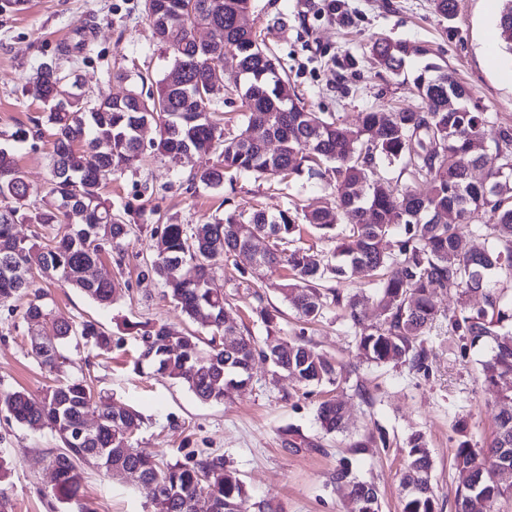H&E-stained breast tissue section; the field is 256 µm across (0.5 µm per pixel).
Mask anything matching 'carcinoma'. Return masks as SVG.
Segmentation results:
<instances>
[{"instance_id": "1", "label": "carcinoma", "mask_w": 512, "mask_h": 512, "mask_svg": "<svg viewBox=\"0 0 512 512\" xmlns=\"http://www.w3.org/2000/svg\"><path fill=\"white\" fill-rule=\"evenodd\" d=\"M252 2L144 0L146 17L168 54L163 77L146 93L133 82L124 95H103L92 105L56 63L42 64L29 79L31 95L49 106L51 178L40 203L30 202L33 192L13 152L0 147V299L28 298L22 319L31 356L55 376V383L38 401L21 390L1 391L0 406L17 423L46 427L60 439L62 448L51 466L52 495L62 504L78 500L85 468L93 466L106 475L135 471L159 484L152 512H241L247 486L224 458L205 456L191 465L156 462L128 439L143 423L138 410L116 405L86 380L64 374L63 346L83 340L108 351L112 335L96 320L56 316L37 286L40 276L78 288L104 307L117 299L120 283L91 279L87 270L104 252L115 254L119 266L125 259L135 225L128 210L115 208L105 188L113 175L136 168L144 149L138 129L148 122L157 132L150 149L174 164L189 151L215 155L211 166L189 176L192 185L222 189L228 173L284 180L306 172L326 180L336 202L303 211L300 224L287 211L257 210L247 218L228 213L203 224L163 225L154 233L148 264L164 295L189 321L210 329V339L204 344L193 331L148 325L139 334L138 363L185 386L202 402H221L229 390L247 384L257 357L307 386L350 380L354 370L307 343L289 342L276 357L269 345L259 347L251 335L226 324L230 301L217 270L253 247L259 236L272 244L254 261L256 279L264 280L266 270L288 269L279 290L295 318L308 323L340 314L354 329L359 357L367 363L403 365L428 375L426 336L440 322L432 291L440 288L458 302L448 311V334L457 337L463 351L492 341L494 355L483 366L482 383L506 388L500 397L506 408L490 442H472L466 438L468 419L455 420L454 429L463 436L453 453L455 512H469L475 498L482 499L485 512H496L499 500L512 493V126L473 103L469 89L435 62L412 75L421 99L415 110L370 108L352 125L308 109L264 38L239 24ZM501 2V49L512 59V0ZM200 28L211 32L212 43L196 41ZM370 51L382 69L396 76L404 73L407 59L429 55L424 46L388 37L374 40ZM209 53L235 63L229 75L212 71ZM227 90L246 108L236 134L224 133L217 109ZM450 95L455 96L453 109L448 108ZM490 130L495 131L493 146L485 154L475 150V142L486 140ZM382 162L399 168L398 178L406 180L402 189L372 179ZM472 166L482 167V180L468 177ZM450 210L455 211L452 224ZM484 211L496 215V223L482 222ZM17 224L46 232L63 225L65 230L42 245L18 237ZM306 228L336 242L332 258L322 259L313 247L302 245ZM466 234L490 241L473 262L461 247ZM189 264L196 268L193 278L183 274ZM350 272L373 285L378 322L365 323L356 295L344 291ZM473 294L483 300L476 310L469 306ZM228 333L239 339L231 351L224 347ZM89 416L98 420L97 428L80 437ZM316 416L327 434L347 429L340 396L320 403ZM283 435L287 451L320 449L292 426ZM405 449L401 512H441L432 485L433 457L423 435H410ZM335 480L352 512H382L377 486L356 475L351 462L341 463Z\"/></svg>"}]
</instances>
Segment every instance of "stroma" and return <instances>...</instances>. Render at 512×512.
Listing matches in <instances>:
<instances>
[{
    "mask_svg": "<svg viewBox=\"0 0 512 512\" xmlns=\"http://www.w3.org/2000/svg\"><path fill=\"white\" fill-rule=\"evenodd\" d=\"M142 4L143 0H25L17 7L0 0V147L13 148L17 166L32 188L43 189L50 178L52 136L46 132L31 142L13 139L15 131L33 129L46 111L27 93L29 78L40 64L59 63L78 77L91 101L103 94L126 93L127 84L113 78L119 70L132 75L146 71L161 78L167 60ZM253 4L251 27L262 32L306 106L315 111L331 112L351 123L369 107L386 112L420 107L412 83L383 71L369 51L375 38L388 36L429 48L471 89L476 103L512 122V61L503 58L493 67L486 60L488 44L499 41L501 0H458L451 21L435 12L433 0H344L340 14L334 16L325 12V0ZM65 45L71 48L66 56L60 52ZM348 56L356 59V67L340 71L339 61ZM209 163V157L194 155L174 166L148 153L137 171L107 184L106 195L116 207H129L138 224L123 266L107 256L97 265L99 272L126 285L110 308L99 307L57 281H42L56 315L77 322L99 321L112 335V351L104 355L81 344L67 345L70 374L86 375L95 390L140 411L144 423L132 443L143 454L171 462L207 453L223 456L247 485L244 512H259L260 503L268 500L283 512H350L348 497L333 479L344 458L351 460L357 474L379 487L383 512H400L403 444L414 432L423 434L432 453L442 512H455L454 420L468 416L469 436L481 442L494 431L500 410L495 390L480 381L482 364L492 355L490 346L463 354L445 329L433 330L427 343L429 374L424 377L404 366L359 363L354 334L342 318L328 315L308 328L306 338L323 353L358 363L359 377L372 397L368 403L350 386L308 389L288 373L272 376L269 365L259 360L250 382L218 403L200 402L152 370L134 372L138 337L128 332V324L181 320L158 279L146 271L153 229L169 222L195 224L232 211L302 210L333 199L320 181L305 175L286 185L241 177L220 190L190 186L189 175ZM252 273L253 265L245 257L225 268L231 322L248 320L252 307L261 302L284 311L278 336L294 339L297 326L286 314L288 304L271 287L278 273H267L270 287L259 300L249 287ZM25 304L22 297L0 300V391L18 389L36 399L52 380L29 353L28 328L21 318ZM339 394L345 397L348 428L328 435L319 426L316 410L320 402ZM291 425L321 443V451L284 450L282 431ZM379 432L388 437V447L351 451L354 439ZM58 446L49 429L18 425L0 412V455L12 463L6 489L13 512H77L76 504L58 503L50 495L49 461ZM82 503L94 512H147L149 495L146 489L129 487L92 468L85 475Z\"/></svg>",
    "mask_w": 512,
    "mask_h": 512,
    "instance_id": "stroma-1",
    "label": "stroma"
}]
</instances>
